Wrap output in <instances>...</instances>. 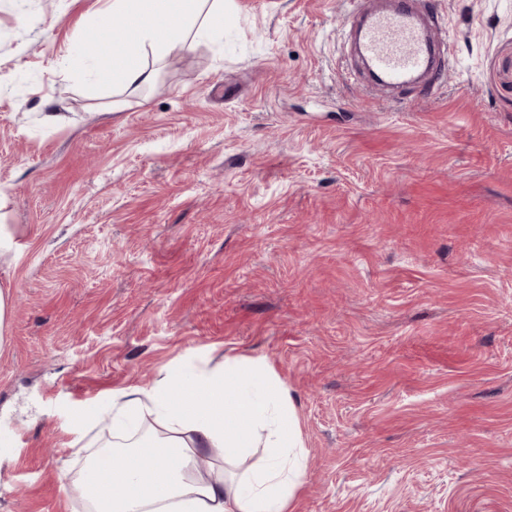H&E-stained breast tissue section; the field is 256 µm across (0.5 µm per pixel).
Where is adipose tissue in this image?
Wrapping results in <instances>:
<instances>
[{
	"mask_svg": "<svg viewBox=\"0 0 512 512\" xmlns=\"http://www.w3.org/2000/svg\"><path fill=\"white\" fill-rule=\"evenodd\" d=\"M124 51L112 56V77L136 90L157 71L136 60L150 48L157 60L188 39L224 30V0H112L102 22ZM165 39H158V31ZM178 394L179 408L168 398ZM153 425L136 439L144 414ZM112 429L122 435L95 465L104 482L85 481L89 512H289L303 483L305 445L292 399L259 358L225 356L209 370L182 366L148 386L112 395ZM264 447L260 457L252 450Z\"/></svg>",
	"mask_w": 512,
	"mask_h": 512,
	"instance_id": "obj_1",
	"label": "adipose tissue"
}]
</instances>
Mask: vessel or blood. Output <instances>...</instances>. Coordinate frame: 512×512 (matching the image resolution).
I'll return each instance as SVG.
<instances>
[{
  "instance_id": "obj_1",
  "label": "vessel or blood",
  "mask_w": 512,
  "mask_h": 512,
  "mask_svg": "<svg viewBox=\"0 0 512 512\" xmlns=\"http://www.w3.org/2000/svg\"><path fill=\"white\" fill-rule=\"evenodd\" d=\"M357 42L372 74L399 93L420 78L435 81L454 51L418 0H393L387 10L362 13Z\"/></svg>"
}]
</instances>
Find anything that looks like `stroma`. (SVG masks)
<instances>
[{
  "mask_svg": "<svg viewBox=\"0 0 512 512\" xmlns=\"http://www.w3.org/2000/svg\"><path fill=\"white\" fill-rule=\"evenodd\" d=\"M445 82L349 75L350 0H229L129 93L100 0H0V512H87L113 390L263 358L294 512H512V0Z\"/></svg>",
  "mask_w": 512,
  "mask_h": 512,
  "instance_id": "obj_1",
  "label": "stroma"
}]
</instances>
